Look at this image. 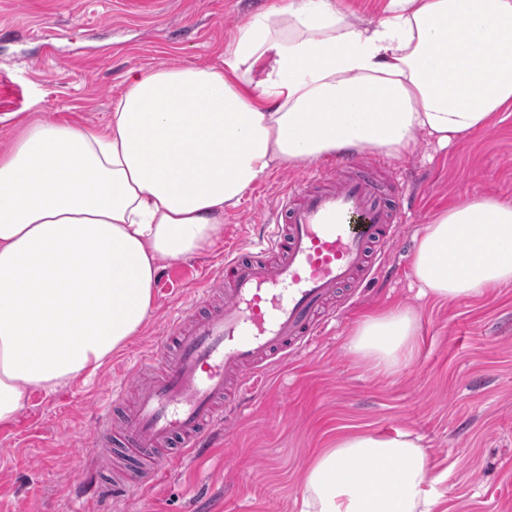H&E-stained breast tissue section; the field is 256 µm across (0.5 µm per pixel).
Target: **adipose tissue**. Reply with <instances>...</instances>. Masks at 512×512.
I'll return each mask as SVG.
<instances>
[{"label": "adipose tissue", "instance_id": "1", "mask_svg": "<svg viewBox=\"0 0 512 512\" xmlns=\"http://www.w3.org/2000/svg\"><path fill=\"white\" fill-rule=\"evenodd\" d=\"M102 127L20 123L0 154V425L31 389L94 373L143 327L163 262L202 252L224 213L277 167L342 150L439 144L512 105V0H387L354 22L339 0L253 14L218 64L132 68ZM423 296L476 299L512 283V200L471 194L418 238ZM419 317L361 320L347 350L386 375L411 366ZM410 432L337 434L311 460L296 512H435Z\"/></svg>", "mask_w": 512, "mask_h": 512}]
</instances>
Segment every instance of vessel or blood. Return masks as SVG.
Segmentation results:
<instances>
[{
	"instance_id": "vessel-or-blood-1",
	"label": "vessel or blood",
	"mask_w": 512,
	"mask_h": 512,
	"mask_svg": "<svg viewBox=\"0 0 512 512\" xmlns=\"http://www.w3.org/2000/svg\"><path fill=\"white\" fill-rule=\"evenodd\" d=\"M381 170L341 153L311 165L281 193L262 236L226 254L223 289H197L169 320L156 352L134 362L136 407L125 410L129 388L121 385L98 414L95 458L120 454L132 482L91 487L81 471L76 498L123 496L172 463L207 454L246 386L306 349L383 275L379 254L404 223L409 199L386 194ZM117 410L124 421L116 432Z\"/></svg>"
}]
</instances>
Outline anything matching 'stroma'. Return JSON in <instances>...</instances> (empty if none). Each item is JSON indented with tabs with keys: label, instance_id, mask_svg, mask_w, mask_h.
<instances>
[{
	"label": "stroma",
	"instance_id": "stroma-1",
	"mask_svg": "<svg viewBox=\"0 0 512 512\" xmlns=\"http://www.w3.org/2000/svg\"><path fill=\"white\" fill-rule=\"evenodd\" d=\"M272 2L0 0V28L11 31L0 38V151L15 123L32 118L106 124L130 68L215 63L236 27ZM386 165L419 193L384 250L390 276L369 285L317 346L272 369L208 457L175 465L111 512H295L312 453L357 429L420 437L435 470L448 473L438 512H512V283L436 301L419 296L411 267L435 214L473 193L512 199V111L444 148L420 134ZM307 169H274L225 212L214 245L163 263L143 329L95 373L53 393L30 391L16 420L0 427V512H71L97 407L113 384L130 381L127 360L154 352L194 289L220 283L226 252L258 234ZM396 305L419 313V348L412 366L387 376L346 345L365 316Z\"/></svg>",
	"mask_w": 512,
	"mask_h": 512
}]
</instances>
